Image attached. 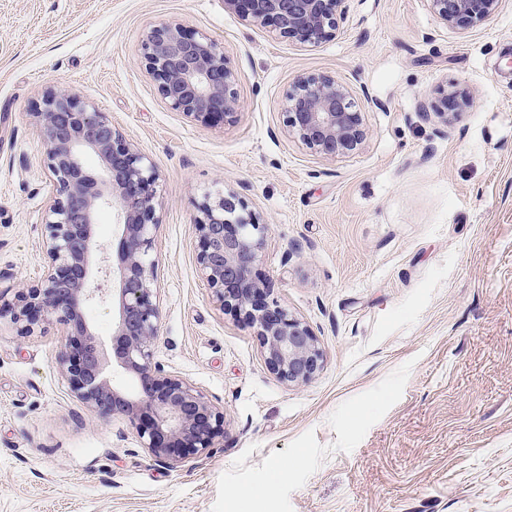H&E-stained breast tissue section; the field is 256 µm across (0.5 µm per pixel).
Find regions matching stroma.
<instances>
[{
    "mask_svg": "<svg viewBox=\"0 0 512 512\" xmlns=\"http://www.w3.org/2000/svg\"><path fill=\"white\" fill-rule=\"evenodd\" d=\"M304 47L224 0H0V305L47 265L53 179L34 112L67 86L158 168L156 359L224 410V440L177 467L124 418L71 394L55 321L0 318V512H512V0L467 31L428 0H348ZM180 23L239 74L236 122L173 110L141 61ZM349 84L366 139L325 159L286 127L299 75ZM469 105L421 117L443 94ZM238 195L270 232L271 297L324 366L293 386L201 279L205 193Z\"/></svg>",
    "mask_w": 512,
    "mask_h": 512,
    "instance_id": "obj_1",
    "label": "stroma"
}]
</instances>
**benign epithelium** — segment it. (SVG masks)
Returning a JSON list of instances; mask_svg holds the SVG:
<instances>
[{
    "mask_svg": "<svg viewBox=\"0 0 512 512\" xmlns=\"http://www.w3.org/2000/svg\"><path fill=\"white\" fill-rule=\"evenodd\" d=\"M347 0H224L248 25L271 26L282 38L317 46L336 36ZM441 23L465 30L494 16L502 0H429ZM141 58L157 93L174 110L204 124L232 122L239 101L238 72L221 47L178 23L148 29ZM287 127L311 152L327 159L356 152L366 138L352 89L330 74L299 76L285 94ZM36 117L41 126L55 195L46 211L49 266L40 282L0 307L31 335L52 318L68 329L56 365L73 396L97 421L121 416L141 447L174 466L201 457L224 439V411L185 379L155 360L161 327L155 261L151 259L158 175L153 161L127 142L104 113L75 91H45ZM94 156L98 170L85 166ZM116 211L120 236L112 262V291L94 284L93 224L99 211ZM194 229L202 280L220 306L242 318L259 336L268 370L299 385L323 368L324 352L310 327L270 299V283L258 269L268 225L234 193H207ZM117 306L112 354L136 383L130 394L104 376L102 346L90 331L86 310L107 294Z\"/></svg>",
    "mask_w": 512,
    "mask_h": 512,
    "instance_id": "7a95c632",
    "label": "benign epithelium"
}]
</instances>
